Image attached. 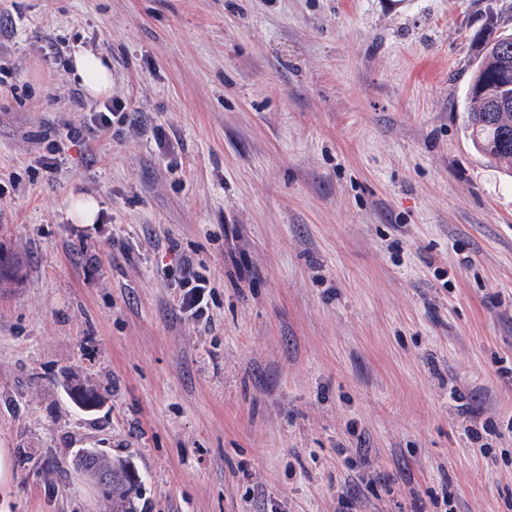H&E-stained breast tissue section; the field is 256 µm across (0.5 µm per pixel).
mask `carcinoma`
Instances as JSON below:
<instances>
[{
	"label": "carcinoma",
	"mask_w": 512,
	"mask_h": 512,
	"mask_svg": "<svg viewBox=\"0 0 512 512\" xmlns=\"http://www.w3.org/2000/svg\"><path fill=\"white\" fill-rule=\"evenodd\" d=\"M512 83V42L507 44L495 38L486 43L481 57L472 71L467 87L466 130L477 149L488 162L504 175L512 178V107H496L499 83ZM112 468V494L126 498L124 464L97 454L79 460L78 468L91 475Z\"/></svg>",
	"instance_id": "obj_1"
}]
</instances>
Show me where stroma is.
<instances>
[{"label":"stroma","instance_id":"1","mask_svg":"<svg viewBox=\"0 0 512 512\" xmlns=\"http://www.w3.org/2000/svg\"><path fill=\"white\" fill-rule=\"evenodd\" d=\"M502 33L512 0H15L0 512H112L83 448L125 512H512V178L465 130ZM78 45L141 127L67 138ZM178 308L180 313L193 321H207L210 295V280L196 271L188 256H183L180 264ZM77 466L78 469H82L89 476L96 471L112 466V471L98 473L95 476V482L103 487L112 486V495L117 496L121 501L127 497L123 481L125 470L124 464L121 461L118 460V462H114L99 454L93 453L89 458L82 457ZM112 477L114 481H112Z\"/></svg>","mask_w":512,"mask_h":512}]
</instances>
